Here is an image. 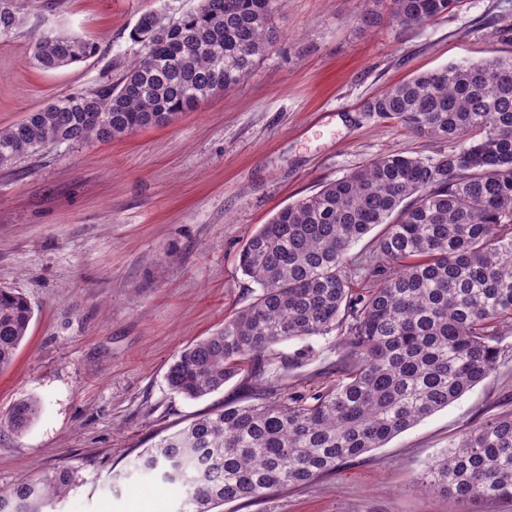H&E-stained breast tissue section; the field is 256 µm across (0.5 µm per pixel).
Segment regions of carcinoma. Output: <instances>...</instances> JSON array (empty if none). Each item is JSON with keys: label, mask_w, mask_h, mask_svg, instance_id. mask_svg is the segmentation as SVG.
Here are the masks:
<instances>
[{"label": "carcinoma", "mask_w": 512, "mask_h": 512, "mask_svg": "<svg viewBox=\"0 0 512 512\" xmlns=\"http://www.w3.org/2000/svg\"><path fill=\"white\" fill-rule=\"evenodd\" d=\"M277 0H198L175 20L142 14L139 57L116 87L64 96L0 128V168L49 144L112 140L172 122L239 83L274 47ZM462 0H376L359 21L418 27ZM23 25L0 0V39ZM68 32L37 39L52 70L94 56ZM366 111L450 143L435 159L380 155L280 209L247 240L239 268L258 288L224 326L185 348L169 389L197 399L243 373L251 402L202 415L136 456L135 469L187 487L185 512L308 484L447 407L488 378L512 326V55L419 73L372 98ZM366 288L352 287L350 247L374 228ZM33 311L0 287V369ZM343 329L342 379L307 401L269 372L276 346ZM40 402L24 398L4 425L22 433ZM77 484L67 466L0 495V512H44ZM421 484L460 501L512 499V414L462 435Z\"/></svg>", "instance_id": "cac0c4a2"}]
</instances>
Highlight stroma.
I'll return each mask as SVG.
<instances>
[{
    "label": "stroma",
    "mask_w": 512,
    "mask_h": 512,
    "mask_svg": "<svg viewBox=\"0 0 512 512\" xmlns=\"http://www.w3.org/2000/svg\"><path fill=\"white\" fill-rule=\"evenodd\" d=\"M197 0H21L25 23L0 40V128L67 95L117 84L140 52L144 12L176 18ZM365 0H279V41L251 74L164 126L61 143L0 169V286L34 315L0 372V417L26 397L41 413L0 426V493L36 471L71 468L78 484L55 512H180L181 486L131 473L144 448L196 416L244 400L238 375L196 400L172 393L169 365L223 326L257 288L242 246L282 207L379 155L430 159L447 143L364 105L414 74L512 53V0H464L403 29L365 27ZM67 30L99 47L56 70L35 61L37 37ZM492 375L383 447L315 482L214 512H512L425 490L420 477L458 437L512 414V326L497 336ZM289 391L309 398L339 379L341 332L280 345Z\"/></svg>",
    "instance_id": "35a3bbf8"
}]
</instances>
